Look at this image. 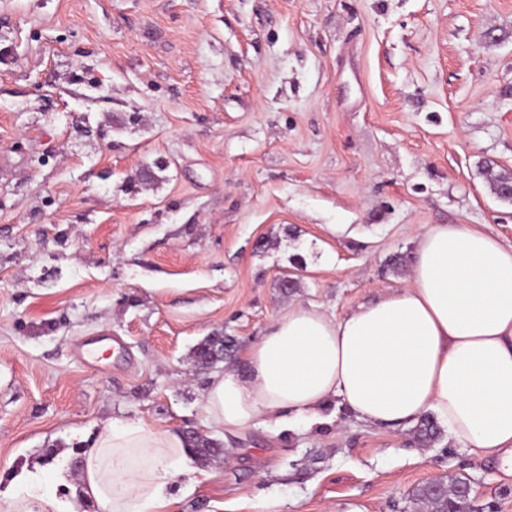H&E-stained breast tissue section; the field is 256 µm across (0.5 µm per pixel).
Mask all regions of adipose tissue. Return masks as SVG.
<instances>
[{
  "mask_svg": "<svg viewBox=\"0 0 512 512\" xmlns=\"http://www.w3.org/2000/svg\"><path fill=\"white\" fill-rule=\"evenodd\" d=\"M336 405L393 430L434 416L462 447L501 452L512 475V246L463 224L428 227L405 287L339 319L292 307L204 396L207 424L227 436L321 426ZM78 473L72 501L36 490L31 473L0 512H173L174 480L187 494L207 477L179 435L138 421L100 430Z\"/></svg>",
  "mask_w": 512,
  "mask_h": 512,
  "instance_id": "obj_1",
  "label": "adipose tissue"
}]
</instances>
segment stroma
<instances>
[{"label": "stroma", "mask_w": 512, "mask_h": 512, "mask_svg": "<svg viewBox=\"0 0 512 512\" xmlns=\"http://www.w3.org/2000/svg\"><path fill=\"white\" fill-rule=\"evenodd\" d=\"M512 0H0V495L79 489L112 421L208 437L210 374L302 305L406 285L415 235L512 245ZM371 428L224 440L177 512H414L499 455ZM234 343L229 337L209 336L194 348V358L200 369L213 367L217 362L224 360L233 350Z\"/></svg>", "instance_id": "stroma-1"}]
</instances>
